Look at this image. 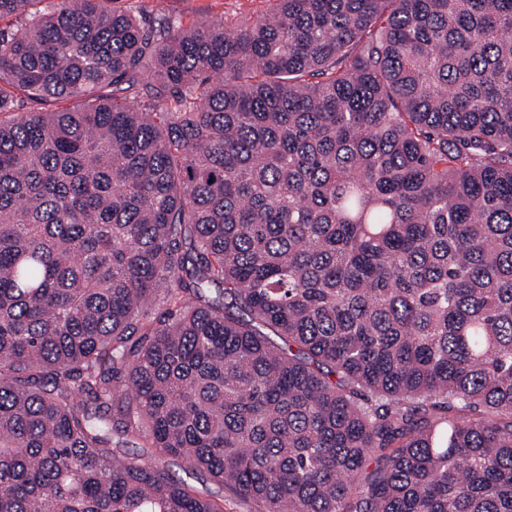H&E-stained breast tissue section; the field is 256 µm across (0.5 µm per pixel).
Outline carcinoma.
I'll use <instances>...</instances> for the list:
<instances>
[{"label": "carcinoma", "instance_id": "carcinoma-1", "mask_svg": "<svg viewBox=\"0 0 512 512\" xmlns=\"http://www.w3.org/2000/svg\"><path fill=\"white\" fill-rule=\"evenodd\" d=\"M42 2L0 0V512H224L160 454L512 512V0ZM165 3L182 16L185 24L202 17L235 21L265 5L261 0H165Z\"/></svg>", "mask_w": 512, "mask_h": 512}]
</instances>
